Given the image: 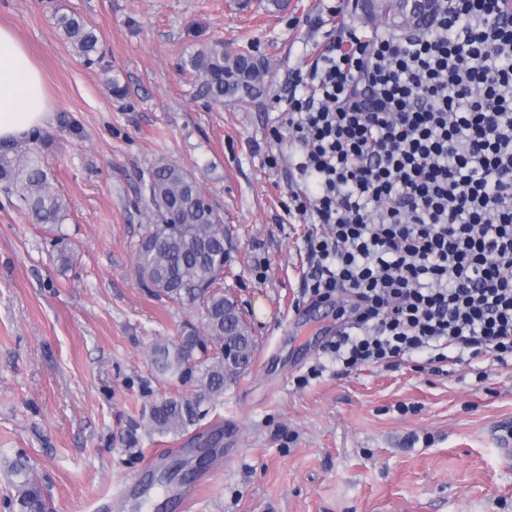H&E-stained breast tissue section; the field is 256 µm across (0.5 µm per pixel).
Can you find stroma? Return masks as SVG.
Listing matches in <instances>:
<instances>
[{"label":"stroma","mask_w":512,"mask_h":512,"mask_svg":"<svg viewBox=\"0 0 512 512\" xmlns=\"http://www.w3.org/2000/svg\"><path fill=\"white\" fill-rule=\"evenodd\" d=\"M63 14L94 28L92 62ZM341 22L373 32L355 0H0L53 106L7 154L38 153L66 204L63 223L35 224L0 190V462L26 453L54 512H512V359L420 351L344 367L330 346L354 299L307 290L316 227L288 211L300 180L288 100ZM217 40L265 60L260 96L220 110L196 98L183 63ZM162 158L222 213L224 291L257 344L201 423L221 449L202 469L204 440L136 426L194 391L154 371L152 344L203 323L137 274ZM175 461L204 482L193 500L154 482Z\"/></svg>","instance_id":"obj_1"}]
</instances>
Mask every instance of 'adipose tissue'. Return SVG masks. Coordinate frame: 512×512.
<instances>
[{
  "label": "adipose tissue",
  "instance_id": "ef3b65f1",
  "mask_svg": "<svg viewBox=\"0 0 512 512\" xmlns=\"http://www.w3.org/2000/svg\"><path fill=\"white\" fill-rule=\"evenodd\" d=\"M51 111L39 68L14 30L0 26V147L46 128Z\"/></svg>",
  "mask_w": 512,
  "mask_h": 512
}]
</instances>
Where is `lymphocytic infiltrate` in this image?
Masks as SVG:
<instances>
[{
  "label": "lymphocytic infiltrate",
  "instance_id": "1",
  "mask_svg": "<svg viewBox=\"0 0 512 512\" xmlns=\"http://www.w3.org/2000/svg\"><path fill=\"white\" fill-rule=\"evenodd\" d=\"M288 102L314 190L312 295L355 298L343 366L512 356V0H443L433 30L344 31Z\"/></svg>",
  "mask_w": 512,
  "mask_h": 512
}]
</instances>
